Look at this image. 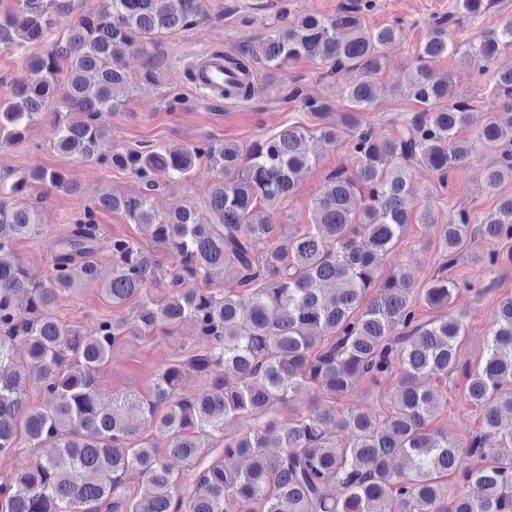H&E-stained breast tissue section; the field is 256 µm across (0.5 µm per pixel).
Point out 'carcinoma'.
<instances>
[{"label": "carcinoma", "mask_w": 512, "mask_h": 512, "mask_svg": "<svg viewBox=\"0 0 512 512\" xmlns=\"http://www.w3.org/2000/svg\"><path fill=\"white\" fill-rule=\"evenodd\" d=\"M492 4L456 0V12L474 21ZM373 7L349 0L332 14L291 17L251 50L272 67L307 58L329 75L351 73L343 118L356 169L326 177L297 229L276 223V210L314 163L311 135L338 138L324 121L331 104L299 86L291 98L317 120L312 128L290 124L248 145L207 138L192 148L100 152L111 133L107 117L127 104V52L145 54L161 37L199 24L204 0H101L75 21L72 0H13L0 16V43L21 50L64 24L49 49L27 57L12 95L0 100V143L23 141L31 122L48 117L55 150L141 183L135 194L105 191L87 206L51 241L50 272L38 281L13 253L15 242L45 237L39 209L22 196L32 182L50 192L78 188L64 171L44 167L0 183V456L28 448L40 457L0 483L5 512H512V430L499 429L512 415V297L501 300L483 363L468 373L467 398L485 433L461 441L428 429L440 401L420 385L456 369L465 330L463 314L426 316L420 308L449 306L459 285L435 275L419 288L403 267L387 266L411 220L438 223L429 209L410 210L414 165L444 181L489 151L500 159L485 169L482 187L512 180V115L504 122L500 112H512V70L497 74L487 120L470 140L457 138L468 99L432 76L434 60L450 52L483 73L512 47V20L463 49L452 39V17L435 18L407 87L421 110L380 138L361 113L374 109L383 50L402 40L403 28H367L364 13ZM202 162L220 173L205 201L212 219L203 221L194 205L157 209L154 173L177 185ZM101 210L145 225L157 250L108 238L112 277L101 292L114 307L134 302L136 315L131 324L103 319L86 334L55 308L98 280ZM476 235L512 237V197L482 224L460 213L442 225L448 262ZM226 273L250 292L249 304L234 288L214 287ZM185 320L195 325L197 347L163 367L149 394L114 393L102 403L99 371L120 335L170 331ZM190 373L210 390L183 395ZM393 374L398 394L388 410L337 408L356 380ZM34 380L47 395L38 406L26 401ZM302 395L311 396L309 408L288 424L266 419L274 405ZM216 446L237 465L205 464ZM450 472L480 496L450 495L441 482ZM330 481L335 496L325 492Z\"/></svg>", "instance_id": "carcinoma-1"}]
</instances>
